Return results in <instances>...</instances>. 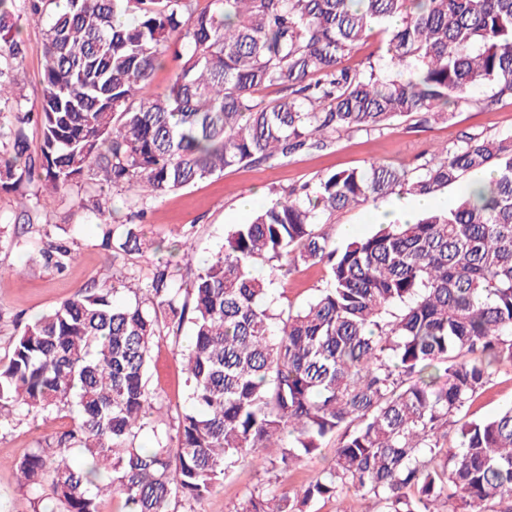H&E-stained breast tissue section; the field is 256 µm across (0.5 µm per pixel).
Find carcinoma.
Wrapping results in <instances>:
<instances>
[{
  "instance_id": "cac0c4a2",
  "label": "carcinoma",
  "mask_w": 512,
  "mask_h": 512,
  "mask_svg": "<svg viewBox=\"0 0 512 512\" xmlns=\"http://www.w3.org/2000/svg\"><path fill=\"white\" fill-rule=\"evenodd\" d=\"M44 27L41 96L18 79L23 25ZM377 30L398 69L343 65ZM168 88L147 95L167 52ZM493 93L479 98L483 86ZM275 88L282 96L258 94ZM512 99V0H0V189L20 193L12 244L61 273L71 241L28 202L95 190L112 260L141 249L113 196L160 198L224 169L336 137L381 132L439 108ZM40 131L31 151L28 125ZM488 171L480 191L463 178ZM456 185L459 205L381 224L338 246L321 215L401 189ZM321 264L330 286L293 310L278 276ZM137 287L93 278L8 341L0 416L40 421L14 462L35 512H178L244 462L290 471L331 440L334 458L293 495L253 491L241 512H311L345 490L375 512H512V405L467 417L496 366L512 363V137L466 135L409 173L372 162L319 177L237 224L186 280L158 260ZM185 364L187 407L155 419L151 351L164 331ZM70 424L59 427V415Z\"/></svg>"
}]
</instances>
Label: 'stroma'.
Returning <instances> with one entry per match:
<instances>
[{
	"label": "stroma",
	"instance_id": "35a3bbf8",
	"mask_svg": "<svg viewBox=\"0 0 512 512\" xmlns=\"http://www.w3.org/2000/svg\"><path fill=\"white\" fill-rule=\"evenodd\" d=\"M22 37L27 48L22 63L23 93L34 104L41 94L44 32L27 26ZM467 133L512 136V100H503L489 111L456 106L447 118H435L422 125L398 122L380 134H345L326 149L304 150L271 164L227 168L208 180L151 202L146 219L138 225L143 251L125 258H111L100 245L94 219L75 207L72 195H59L50 207L36 208L34 217L37 223L69 229L77 257L63 273L45 271L37 254L0 244V356L5 354L10 336L85 286L104 266H111L119 276L130 270L148 273L157 259L154 246L158 241L190 238L194 245L192 265L202 266L217 253L233 225L242 222L239 202L248 194L261 193L268 203L323 174L362 169L372 162L411 172L429 159L434 147L454 144ZM401 197L397 191L363 206L333 212L325 216L324 229L340 243L345 240L342 229L347 225L355 226L358 234H370L380 222L382 209ZM327 285L322 265H302L276 282L273 296L279 307H299ZM151 372L149 389L156 407L163 419L176 418L186 404V386L184 363L171 339H161L153 347ZM510 404L512 364L506 363L497 369L492 383L474 401L469 413L487 417ZM43 434L37 422H0V512H33L30 494L19 482L12 463L35 448ZM324 465V460L316 456L280 474L249 464L238 466L203 504V512H240L250 492L256 489L270 497L293 494L314 479Z\"/></svg>",
	"mask_w": 512,
	"mask_h": 512
}]
</instances>
